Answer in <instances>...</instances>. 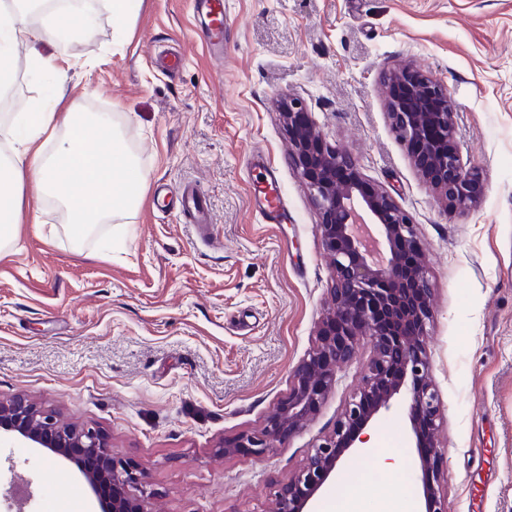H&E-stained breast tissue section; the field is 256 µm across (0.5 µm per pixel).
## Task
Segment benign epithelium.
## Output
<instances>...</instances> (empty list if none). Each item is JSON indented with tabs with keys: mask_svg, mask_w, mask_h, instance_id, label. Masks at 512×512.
<instances>
[{
	"mask_svg": "<svg viewBox=\"0 0 512 512\" xmlns=\"http://www.w3.org/2000/svg\"><path fill=\"white\" fill-rule=\"evenodd\" d=\"M383 80L392 130L415 168L448 210L468 212L480 200L483 182L461 160L448 87L408 66L387 71ZM281 111L291 160L317 210L322 247L332 260L330 306L313 348L294 369L288 393L265 425L224 440L216 452L259 458L286 443L316 414L334 387L336 369L353 359L365 339L371 356L359 388L332 431L273 491L270 512H308L344 453L363 451L364 430L401 393L426 486L424 512H447L439 492L444 457L435 439L440 400L426 344L431 288L415 224L387 191L366 181L352 155L328 144L301 99L284 100ZM0 429L56 457L96 461L81 473L93 492L111 489L100 498L101 512H152L140 473L112 453L99 428L66 426L54 410L16 399L0 402Z\"/></svg>",
	"mask_w": 512,
	"mask_h": 512,
	"instance_id": "benign-epithelium-1",
	"label": "benign epithelium"
}]
</instances>
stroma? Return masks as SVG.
I'll return each instance as SVG.
<instances>
[{
  "label": "stroma",
  "instance_id": "1",
  "mask_svg": "<svg viewBox=\"0 0 512 512\" xmlns=\"http://www.w3.org/2000/svg\"><path fill=\"white\" fill-rule=\"evenodd\" d=\"M94 18L67 46L79 109L114 118L147 174L141 206L82 243L21 224L0 257V400L17 396L106 433L138 466L159 512H267L359 387L360 345L305 428L260 457L216 456L260 429L288 391L327 308L330 262L290 157L281 98L304 100L331 144L406 210L432 282L427 347L441 402L440 494L448 512H512V0H224V55H210L191 0H71ZM0 119L50 104L49 82L16 52ZM410 64L454 102L457 144L484 192L448 212L393 134L383 73ZM279 174L284 224L254 198ZM210 199L214 245L172 200ZM397 395L311 504L357 493L375 512V458L408 445ZM30 483L24 504L13 483ZM0 512H99L76 466L0 435Z\"/></svg>",
  "mask_w": 512,
  "mask_h": 512
}]
</instances>
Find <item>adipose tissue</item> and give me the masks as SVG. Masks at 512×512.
Instances as JSON below:
<instances>
[{
    "instance_id": "adipose-tissue-1",
    "label": "adipose tissue",
    "mask_w": 512,
    "mask_h": 512,
    "mask_svg": "<svg viewBox=\"0 0 512 512\" xmlns=\"http://www.w3.org/2000/svg\"><path fill=\"white\" fill-rule=\"evenodd\" d=\"M31 0H0V87L15 78V51L25 48L31 69L54 72L66 54L70 28L56 13L43 15L40 28L29 23ZM9 155L0 163V252L19 240L21 188L27 171L36 172L46 193L64 210L65 231L82 242L108 217L130 212L142 199L146 176L121 132L109 118L86 122L75 109L55 112L33 105L16 125H0ZM54 152H47V145Z\"/></svg>"
}]
</instances>
